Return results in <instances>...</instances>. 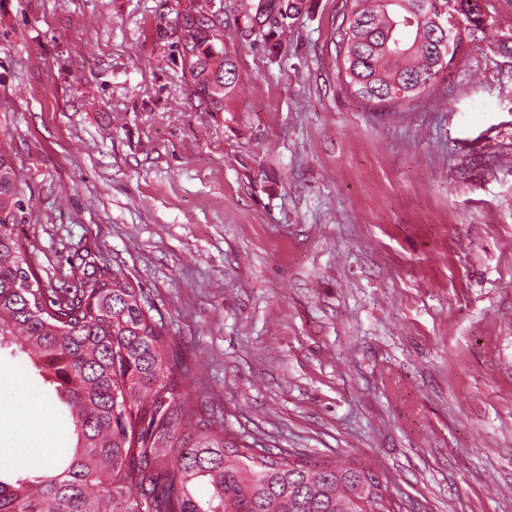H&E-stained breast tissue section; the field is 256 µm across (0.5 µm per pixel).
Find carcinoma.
Wrapping results in <instances>:
<instances>
[{
  "instance_id": "cac0c4a2",
  "label": "carcinoma",
  "mask_w": 512,
  "mask_h": 512,
  "mask_svg": "<svg viewBox=\"0 0 512 512\" xmlns=\"http://www.w3.org/2000/svg\"><path fill=\"white\" fill-rule=\"evenodd\" d=\"M214 0H177L172 46L202 112L224 111L237 60ZM238 40L277 46L306 0L248 2ZM336 59L353 95L410 102L448 71L435 20L484 24L470 0H343ZM20 167L0 146V349L15 347L54 387L77 435L71 458L0 479V512H392L370 470L336 459L258 450L182 399L185 376L151 315L144 288L120 269L85 264L73 288L48 295L18 226L26 223ZM35 287H21L25 279Z\"/></svg>"
}]
</instances>
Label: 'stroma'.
Returning <instances> with one entry per match:
<instances>
[{
	"label": "stroma",
	"instance_id": "35a3bbf8",
	"mask_svg": "<svg viewBox=\"0 0 512 512\" xmlns=\"http://www.w3.org/2000/svg\"><path fill=\"white\" fill-rule=\"evenodd\" d=\"M176 0H0V144L44 288L138 281L193 406L272 452L363 463L400 512H512V0L434 90L346 89L342 0L277 53L226 41L227 111L187 94ZM53 389L0 351L9 472L72 454Z\"/></svg>",
	"mask_w": 512,
	"mask_h": 512
}]
</instances>
